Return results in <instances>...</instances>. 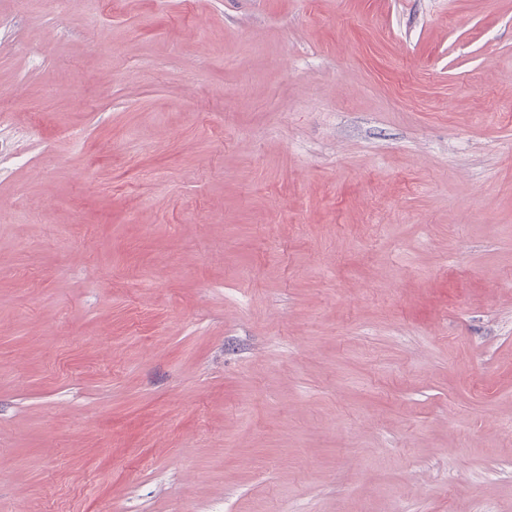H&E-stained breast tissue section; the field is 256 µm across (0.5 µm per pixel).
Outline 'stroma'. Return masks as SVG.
<instances>
[{"label": "stroma", "mask_w": 512, "mask_h": 512, "mask_svg": "<svg viewBox=\"0 0 512 512\" xmlns=\"http://www.w3.org/2000/svg\"><path fill=\"white\" fill-rule=\"evenodd\" d=\"M68 13L0 0V512H512V0Z\"/></svg>", "instance_id": "35a3bbf8"}]
</instances>
